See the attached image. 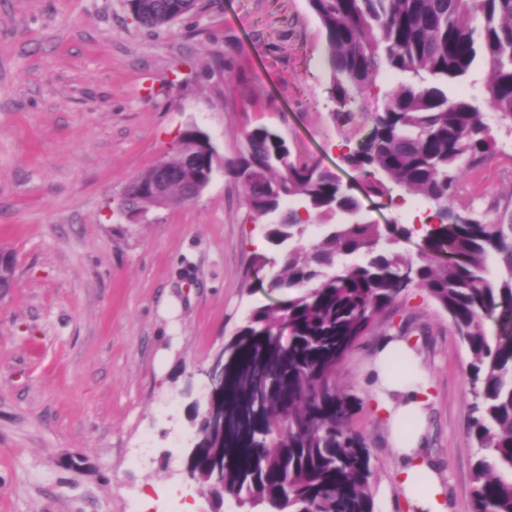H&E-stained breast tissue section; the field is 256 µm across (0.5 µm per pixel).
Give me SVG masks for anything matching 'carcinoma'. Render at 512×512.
Masks as SVG:
<instances>
[{"label":"carcinoma","instance_id":"1","mask_svg":"<svg viewBox=\"0 0 512 512\" xmlns=\"http://www.w3.org/2000/svg\"><path fill=\"white\" fill-rule=\"evenodd\" d=\"M325 33L338 111L372 112L373 126L347 153L368 194L395 200L389 184L434 208L417 257L396 248L392 230L358 219L359 198L335 173L297 159L276 130L247 131L244 148L223 162L244 190L249 216L271 217L266 239L282 250L277 287L304 292L252 310L230 339L224 407L247 409L245 432L224 442L194 434L193 467L207 483L224 456V493L260 512H374V465L351 426L360 400L337 378L346 353L406 287L424 290L448 316L468 355L476 449L470 512H512V215L485 223L455 212L462 165L495 146L491 129L448 83L476 58L489 70L488 106L512 124V0H308ZM137 19L163 27L195 0H129ZM407 80L394 88L386 74ZM170 194L184 202L196 170L168 153ZM299 199L297 208H284ZM338 214L351 217L331 223ZM313 224L322 233L306 242ZM496 325L489 334L487 322Z\"/></svg>","mask_w":512,"mask_h":512}]
</instances>
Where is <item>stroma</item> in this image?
<instances>
[{
	"instance_id": "stroma-1",
	"label": "stroma",
	"mask_w": 512,
	"mask_h": 512,
	"mask_svg": "<svg viewBox=\"0 0 512 512\" xmlns=\"http://www.w3.org/2000/svg\"><path fill=\"white\" fill-rule=\"evenodd\" d=\"M488 70L449 85L482 112L494 150L452 203L492 223L512 210V125L485 101ZM198 125L233 158L265 124L295 156L361 192L365 220L411 229L419 195L363 194L345 153L370 130L337 116L324 31L308 0H211L150 29L127 0H0V247L16 284L0 304V512H205L184 474L191 405L211 352L250 310L294 296L269 281L241 184L217 169L198 199L132 224L112 199ZM430 381L423 454L447 512H468L474 450L467 351L420 289L375 317L339 383L360 398L375 512H410L368 366L397 334ZM146 448L145 460L132 457Z\"/></svg>"
}]
</instances>
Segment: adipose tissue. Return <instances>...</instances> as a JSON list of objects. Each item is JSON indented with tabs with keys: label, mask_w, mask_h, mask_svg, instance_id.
Instances as JSON below:
<instances>
[{
	"label": "adipose tissue",
	"mask_w": 512,
	"mask_h": 512,
	"mask_svg": "<svg viewBox=\"0 0 512 512\" xmlns=\"http://www.w3.org/2000/svg\"><path fill=\"white\" fill-rule=\"evenodd\" d=\"M399 360L406 364L407 370L398 375L392 365ZM370 376L376 409L386 421L390 442L401 461L400 489L418 512H438L437 476L422 457L427 433L428 384L411 344L399 337L389 340L376 354Z\"/></svg>",
	"instance_id": "adipose-tissue-1"
}]
</instances>
